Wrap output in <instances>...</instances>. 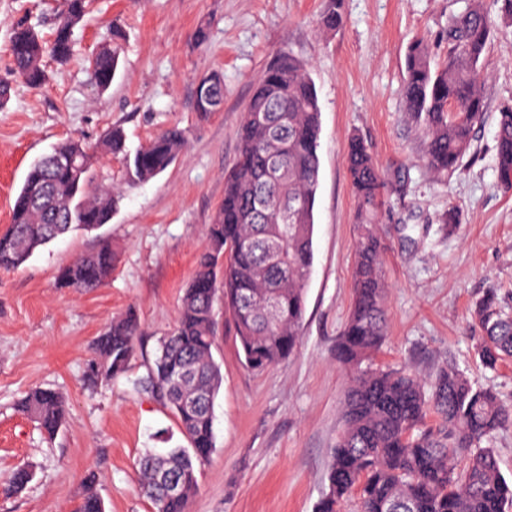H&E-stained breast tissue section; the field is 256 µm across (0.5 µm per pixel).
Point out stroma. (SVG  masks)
<instances>
[{
	"mask_svg": "<svg viewBox=\"0 0 512 512\" xmlns=\"http://www.w3.org/2000/svg\"><path fill=\"white\" fill-rule=\"evenodd\" d=\"M466 0H343L335 33L312 21L321 0H91L75 29L76 56L47 62L40 90L16 84L0 111V229L30 163L65 139L95 143L121 127L128 152L176 125L187 149L159 176L131 180L125 163L98 157L99 181L121 191L109 224L74 232L39 248L23 265L0 269V512H77L88 474L105 512H153L137 490L136 462L149 448L183 438L171 412L136 389L159 337L175 324L205 231L224 198V172L238 149L236 131L250 87L281 49L307 63L321 105L320 178L314 261L300 343L288 360L261 373L242 363L230 315L215 305L213 356L223 383L215 400L216 448L198 473L190 512H315L343 427L346 374L334 346L353 295L357 205L345 154L359 135L379 167L402 183L378 210L384 242L387 338L381 365L406 366L429 378L454 363L478 386L512 405V360L484 370L474 357L476 303L496 289L512 306V194L497 186V115L512 105V24L498 23L487 53V110L460 168L436 176L423 161V140L404 110L403 76L410 42L425 38L436 59L442 34ZM64 0H0V74L11 65L9 39L25 17L51 37ZM124 31L111 88L98 93L89 58ZM208 25L206 45L194 30ZM224 75V106L200 117L202 76ZM457 225L445 224L448 211ZM107 241L112 275L91 292L57 284L63 267ZM140 318L137 354L126 374L89 391L83 384L91 346L127 310ZM35 387L66 401L54 438L16 410ZM35 472L10 492L19 464Z\"/></svg>",
	"mask_w": 512,
	"mask_h": 512,
	"instance_id": "1",
	"label": "stroma"
}]
</instances>
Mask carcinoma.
<instances>
[{"label":"carcinoma","instance_id":"obj_1","mask_svg":"<svg viewBox=\"0 0 512 512\" xmlns=\"http://www.w3.org/2000/svg\"><path fill=\"white\" fill-rule=\"evenodd\" d=\"M469 0L448 23V56L437 62L429 44L415 39L405 58V110L419 125L424 161L438 175L456 170L471 147L475 126L485 115L486 49L497 21L512 23V0ZM89 0H66L47 43L37 26L24 19L10 37L12 68L0 76V110L9 103L15 82L31 89L49 80L45 57L67 64L74 54V29ZM341 0H322L318 31L332 33L342 19ZM119 59L116 46L90 60L95 87L105 92ZM224 103V78L207 74L195 92V111L203 117ZM318 92L307 64L280 50L253 84L237 129L238 153L224 173V199L207 229V246L185 289L179 317L159 340L142 383L175 415L184 445L162 453L149 451L139 463V491L154 512H188L198 490L196 464L216 448L214 402L223 377L214 361L217 336L213 306L224 295L245 366L261 372L281 363L297 348L306 306V284L313 259L315 202L319 184L321 132ZM497 177L512 190V107L498 113ZM184 131L170 127L137 151L134 176L149 180L184 153ZM128 160L123 129L113 126L95 145L68 139L28 168L0 231V268L24 264L37 249L75 231L91 233L112 220L120 193L92 173L95 155ZM346 165L357 201L358 239L353 269L354 293L346 323L336 340V361L348 376L343 429L328 472V491L316 512H340L354 496L359 512H512V480L501 473L494 449L483 442L512 427V406L490 388L475 387L451 363L443 364L431 384L405 368L378 367L374 354L386 339V289L381 266L377 208L389 176L359 137L350 138ZM294 214L283 221L280 204ZM112 273L107 243L78 257L59 273L62 288L89 291ZM481 336L475 346L480 364L496 370L512 359V312L493 290L474 311ZM140 324L134 311L112 321L94 342L85 383L95 388L124 374L135 353ZM22 414L50 436L64 418L58 392L37 388L19 402ZM441 420L424 428L427 411ZM464 458V468L457 461ZM176 477L179 491L167 495L162 474ZM33 479L19 466L10 487L19 492ZM78 512H105L94 492L85 494Z\"/></svg>","mask_w":512,"mask_h":512}]
</instances>
